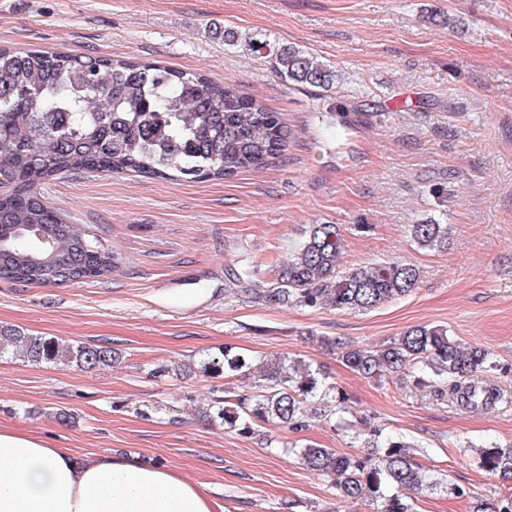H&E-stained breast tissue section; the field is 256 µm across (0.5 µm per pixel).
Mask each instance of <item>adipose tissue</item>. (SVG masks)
<instances>
[{"instance_id": "adipose-tissue-1", "label": "adipose tissue", "mask_w": 512, "mask_h": 512, "mask_svg": "<svg viewBox=\"0 0 512 512\" xmlns=\"http://www.w3.org/2000/svg\"><path fill=\"white\" fill-rule=\"evenodd\" d=\"M0 512H216L204 485L168 465L70 449L0 428Z\"/></svg>"}]
</instances>
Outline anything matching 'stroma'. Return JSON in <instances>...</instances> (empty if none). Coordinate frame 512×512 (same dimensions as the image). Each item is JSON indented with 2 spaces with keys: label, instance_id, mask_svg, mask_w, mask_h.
Listing matches in <instances>:
<instances>
[{
  "label": "stroma",
  "instance_id": "1",
  "mask_svg": "<svg viewBox=\"0 0 512 512\" xmlns=\"http://www.w3.org/2000/svg\"><path fill=\"white\" fill-rule=\"evenodd\" d=\"M259 31L334 67L332 89L289 84L268 59L225 44ZM155 62L234 85L293 132L266 168L226 180L74 172L39 187L68 223L111 245L112 274L77 284L0 280V325L108 343L95 370L0 357V427L92 457L172 465L223 512H374L340 497L285 446L357 453L352 432L317 424L241 436L207 420L246 380L202 373L230 346L252 362L285 355L329 373L385 435L417 444L431 491L417 512H473L512 482L476 446L512 443V397L469 411L399 378L351 372L320 336L377 347L420 325L491 352L512 394V0H0V48ZM444 224L422 249L413 224ZM312 224H339L337 275L376 261L420 270L417 288L366 312L271 304L226 288L232 269L272 281ZM71 424L57 420L60 411Z\"/></svg>",
  "mask_w": 512,
  "mask_h": 512
}]
</instances>
